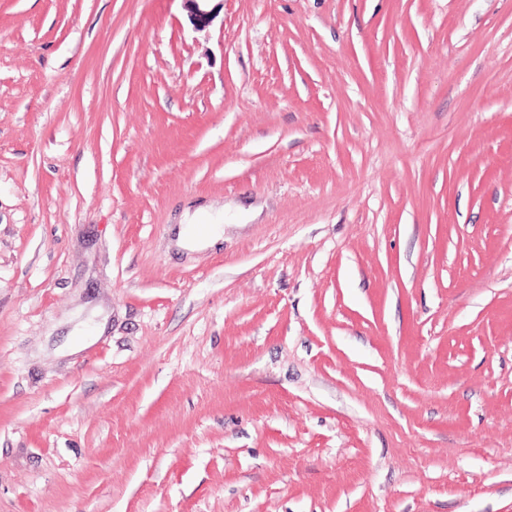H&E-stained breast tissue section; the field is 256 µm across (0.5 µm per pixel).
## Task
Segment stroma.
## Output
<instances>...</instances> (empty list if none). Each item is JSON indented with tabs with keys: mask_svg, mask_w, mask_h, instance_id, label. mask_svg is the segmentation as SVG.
Segmentation results:
<instances>
[{
	"mask_svg": "<svg viewBox=\"0 0 512 512\" xmlns=\"http://www.w3.org/2000/svg\"><path fill=\"white\" fill-rule=\"evenodd\" d=\"M0 512H512V0H0ZM192 25L197 29L208 27L216 17L217 7L211 6L212 1L222 0H182ZM205 226L202 231L198 226ZM220 224H181L177 232V243L181 247L196 248L211 245L215 242L221 233Z\"/></svg>",
	"mask_w": 512,
	"mask_h": 512,
	"instance_id": "stroma-1",
	"label": "stroma"
}]
</instances>
